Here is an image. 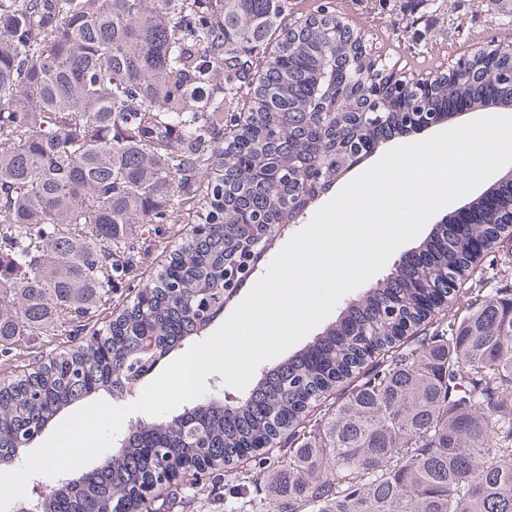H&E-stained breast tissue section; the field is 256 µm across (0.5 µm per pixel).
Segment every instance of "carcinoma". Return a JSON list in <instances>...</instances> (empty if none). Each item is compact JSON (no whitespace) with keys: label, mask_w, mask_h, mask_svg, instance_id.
Segmentation results:
<instances>
[{"label":"carcinoma","mask_w":512,"mask_h":512,"mask_svg":"<svg viewBox=\"0 0 512 512\" xmlns=\"http://www.w3.org/2000/svg\"><path fill=\"white\" fill-rule=\"evenodd\" d=\"M291 6L0 0V362L23 364L0 382V465L71 406L130 395L205 335L268 243L378 147L453 109L512 107V66L487 54L423 91L393 79L329 3L288 28ZM192 212L169 248V225ZM147 225L166 262L108 323L37 357L131 287ZM509 235L501 181L241 400L218 392L137 423L22 512H184L188 470L211 475L192 495L205 501L234 473L245 512L260 487L265 512H512V294L485 288V271L507 278L512 261L473 277ZM454 299L460 318L444 314ZM245 456L253 467L236 471Z\"/></svg>","instance_id":"1"}]
</instances>
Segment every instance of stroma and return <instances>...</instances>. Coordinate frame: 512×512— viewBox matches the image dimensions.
<instances>
[{"label": "stroma", "mask_w": 512, "mask_h": 512, "mask_svg": "<svg viewBox=\"0 0 512 512\" xmlns=\"http://www.w3.org/2000/svg\"><path fill=\"white\" fill-rule=\"evenodd\" d=\"M333 6L374 54L413 81L448 72L458 59L472 56L489 40L512 43V12H502L497 0H450L444 9L431 0H413L411 7L430 47L422 55L405 32L400 14H379L374 0H333Z\"/></svg>", "instance_id": "35a3bbf8"}]
</instances>
